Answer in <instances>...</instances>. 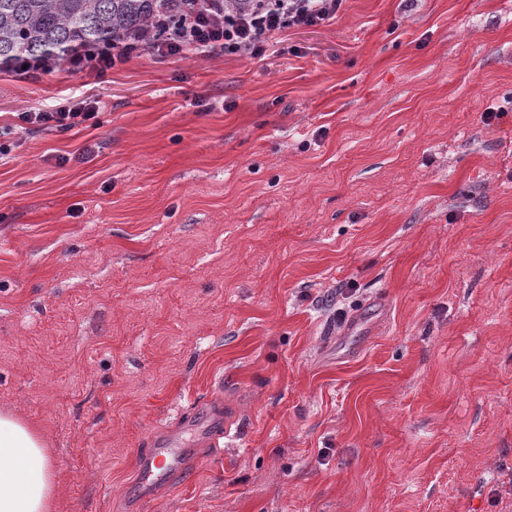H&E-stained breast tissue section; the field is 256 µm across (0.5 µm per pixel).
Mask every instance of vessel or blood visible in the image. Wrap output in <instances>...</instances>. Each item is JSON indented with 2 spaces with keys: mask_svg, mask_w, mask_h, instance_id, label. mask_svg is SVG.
<instances>
[{
  "mask_svg": "<svg viewBox=\"0 0 512 512\" xmlns=\"http://www.w3.org/2000/svg\"><path fill=\"white\" fill-rule=\"evenodd\" d=\"M227 431L221 409L209 401L196 405L176 427L154 431L148 448L140 451L136 458L135 486L140 498L149 499L159 487L187 479L194 447L209 445ZM185 435L189 436L191 447L181 445L180 440Z\"/></svg>",
  "mask_w": 512,
  "mask_h": 512,
  "instance_id": "1",
  "label": "vessel or blood"
}]
</instances>
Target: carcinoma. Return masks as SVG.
Here are the masks:
<instances>
[{
  "label": "carcinoma",
  "mask_w": 512,
  "mask_h": 512,
  "mask_svg": "<svg viewBox=\"0 0 512 512\" xmlns=\"http://www.w3.org/2000/svg\"><path fill=\"white\" fill-rule=\"evenodd\" d=\"M179 0H0V63L120 41Z\"/></svg>",
  "instance_id": "carcinoma-1"
}]
</instances>
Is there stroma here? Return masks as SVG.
Listing matches in <instances>:
<instances>
[{
	"instance_id": "obj_1",
	"label": "stroma",
	"mask_w": 512,
	"mask_h": 512,
	"mask_svg": "<svg viewBox=\"0 0 512 512\" xmlns=\"http://www.w3.org/2000/svg\"><path fill=\"white\" fill-rule=\"evenodd\" d=\"M75 99L97 125L17 118ZM6 126L0 411L58 512H130L138 450L210 398L228 436L140 512H512V0L0 69Z\"/></svg>"
}]
</instances>
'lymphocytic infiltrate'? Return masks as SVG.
Listing matches in <instances>:
<instances>
[{
    "instance_id": "lymphocytic-infiltrate-1",
    "label": "lymphocytic infiltrate",
    "mask_w": 512,
    "mask_h": 512,
    "mask_svg": "<svg viewBox=\"0 0 512 512\" xmlns=\"http://www.w3.org/2000/svg\"><path fill=\"white\" fill-rule=\"evenodd\" d=\"M249 7L229 9L226 0H183L178 14H159L148 27L122 42L73 51L68 71L104 72L148 51L161 57L185 51L207 55L226 50L249 56L264 55L275 35L290 28L324 24L335 18L344 0H249ZM97 102L82 99L41 112H22L21 122L46 130L68 131L96 118Z\"/></svg>"
}]
</instances>
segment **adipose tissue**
<instances>
[{"mask_svg": "<svg viewBox=\"0 0 512 512\" xmlns=\"http://www.w3.org/2000/svg\"><path fill=\"white\" fill-rule=\"evenodd\" d=\"M56 498L43 437L16 412H0V512H53Z\"/></svg>", "mask_w": 512, "mask_h": 512, "instance_id": "1", "label": "adipose tissue"}]
</instances>
